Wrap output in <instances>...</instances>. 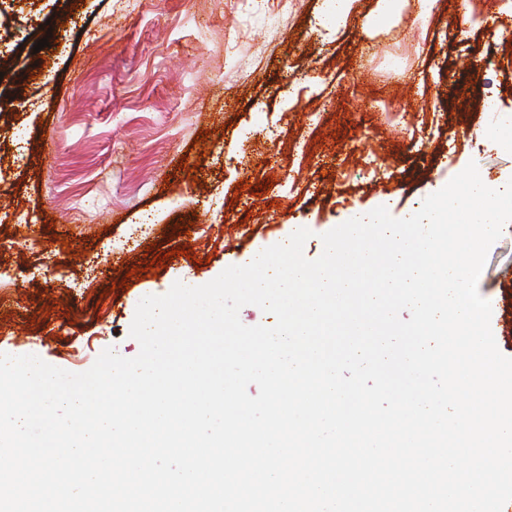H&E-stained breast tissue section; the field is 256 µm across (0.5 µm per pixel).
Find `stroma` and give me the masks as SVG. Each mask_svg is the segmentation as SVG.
<instances>
[{
  "label": "stroma",
  "mask_w": 512,
  "mask_h": 512,
  "mask_svg": "<svg viewBox=\"0 0 512 512\" xmlns=\"http://www.w3.org/2000/svg\"><path fill=\"white\" fill-rule=\"evenodd\" d=\"M321 6L0 0V352L71 372L109 347L135 357L144 296L205 284L300 226L317 258L354 212L408 217L471 163L512 179L498 0L461 32L451 0L427 21L405 0L377 27L358 0L336 35ZM478 289L512 357V228Z\"/></svg>",
  "instance_id": "1"
}]
</instances>
